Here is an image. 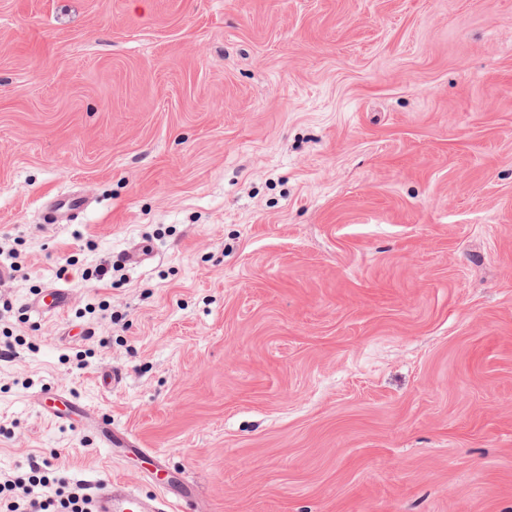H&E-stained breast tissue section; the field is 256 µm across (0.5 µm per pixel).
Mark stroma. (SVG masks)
Returning a JSON list of instances; mask_svg holds the SVG:
<instances>
[{
    "mask_svg": "<svg viewBox=\"0 0 512 512\" xmlns=\"http://www.w3.org/2000/svg\"><path fill=\"white\" fill-rule=\"evenodd\" d=\"M1 249L0 479L512 512V0H0ZM46 297H49L48 301L43 297L42 300L39 299L32 306L38 315L61 314L69 305L72 292L68 288H52ZM59 403L64 406V409L59 406ZM39 405L52 417L65 421H79L72 417V414H75V410H81L84 417L90 413L87 407L77 405L73 397L68 398L64 393L59 391L49 390L43 392Z\"/></svg>",
    "mask_w": 512,
    "mask_h": 512,
    "instance_id": "1",
    "label": "stroma"
}]
</instances>
